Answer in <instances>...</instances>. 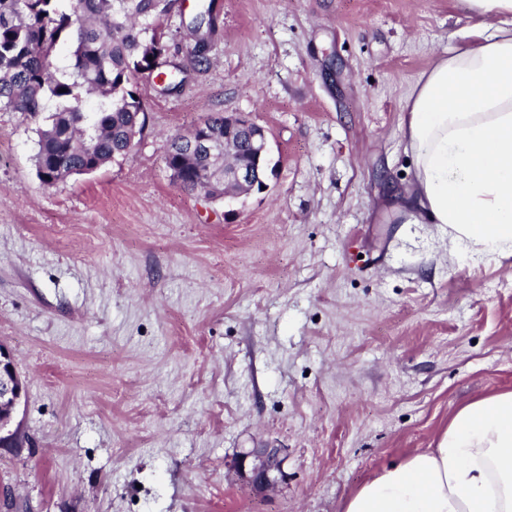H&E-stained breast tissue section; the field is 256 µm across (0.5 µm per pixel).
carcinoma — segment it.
I'll list each match as a JSON object with an SVG mask.
<instances>
[{
  "instance_id": "1",
  "label": "carcinoma",
  "mask_w": 512,
  "mask_h": 512,
  "mask_svg": "<svg viewBox=\"0 0 512 512\" xmlns=\"http://www.w3.org/2000/svg\"><path fill=\"white\" fill-rule=\"evenodd\" d=\"M176 0H0V112L49 113L37 130L34 166L53 187L80 170L105 167L134 149L146 126L135 78L155 72L148 57L167 56L164 22ZM63 67L54 57L63 45ZM157 73V72H155ZM187 67L160 71L163 91L183 87ZM95 95L93 119L84 112ZM189 142L170 145L166 163L185 168L184 189H196L198 161Z\"/></svg>"
}]
</instances>
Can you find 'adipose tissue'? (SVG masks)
<instances>
[{"label":"adipose tissue","mask_w":512,"mask_h":512,"mask_svg":"<svg viewBox=\"0 0 512 512\" xmlns=\"http://www.w3.org/2000/svg\"><path fill=\"white\" fill-rule=\"evenodd\" d=\"M479 22L406 100L411 188L392 207L476 256L512 254V0H467ZM343 512H512V391L459 408L436 447L379 471Z\"/></svg>","instance_id":"adipose-tissue-1"}]
</instances>
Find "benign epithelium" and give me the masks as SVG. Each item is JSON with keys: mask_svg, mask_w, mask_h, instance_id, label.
Masks as SVG:
<instances>
[{"mask_svg": "<svg viewBox=\"0 0 512 512\" xmlns=\"http://www.w3.org/2000/svg\"><path fill=\"white\" fill-rule=\"evenodd\" d=\"M196 136L191 141L190 152L201 160L203 169L200 175L207 187L217 183L224 184V196L233 194L240 186L251 190L267 188V171L260 164H252L249 158H268V131L243 114H224V136L213 133L206 122L195 127ZM247 139L251 152L249 157L238 163L219 168L213 164V158L219 152L231 153L233 139ZM25 392L22 380L13 356L8 348L0 343V443L13 436L10 430L16 407ZM283 459L278 448H254L241 453L235 462L241 477L248 480L258 492H266L273 485L271 474L281 471Z\"/></svg>", "mask_w": 512, "mask_h": 512, "instance_id": "obj_1", "label": "benign epithelium"}]
</instances>
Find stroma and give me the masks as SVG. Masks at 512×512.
Returning a JSON list of instances; mask_svg holds the SVG:
<instances>
[{
  "label": "stroma",
  "mask_w": 512,
  "mask_h": 512,
  "mask_svg": "<svg viewBox=\"0 0 512 512\" xmlns=\"http://www.w3.org/2000/svg\"><path fill=\"white\" fill-rule=\"evenodd\" d=\"M215 30L179 92L96 172L44 186V117L0 112V343L25 382L0 512H342L453 414L512 390V256L400 224L405 102L476 22L464 0L202 2ZM269 132L263 192L210 200L164 155L205 115ZM246 448L283 473L255 494ZM282 462L280 449L253 448L241 453L235 466L241 477L247 479L256 491L266 492L274 485L271 474L274 471L282 473Z\"/></svg>",
  "instance_id": "stroma-1"
}]
</instances>
